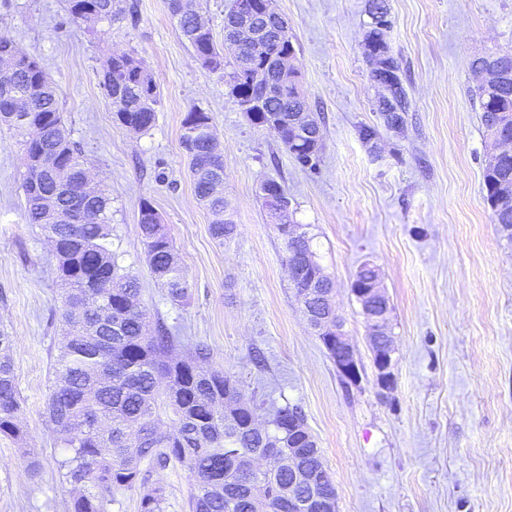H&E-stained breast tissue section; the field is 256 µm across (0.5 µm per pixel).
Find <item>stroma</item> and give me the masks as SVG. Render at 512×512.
I'll return each mask as SVG.
<instances>
[{"label":"stroma","instance_id":"35a3bbf8","mask_svg":"<svg viewBox=\"0 0 512 512\" xmlns=\"http://www.w3.org/2000/svg\"><path fill=\"white\" fill-rule=\"evenodd\" d=\"M139 19L79 30L67 0H0V35L44 66L74 140L112 199V249L134 274L153 318L207 347L246 396L300 406L336 486L338 512H512V243L501 237L483 188L492 146L473 100L476 56L512 49V0H389L387 42L411 102L402 131L380 149L360 140L376 124L377 94L361 44L366 0H274L288 20L324 148L303 168L253 125L182 40L166 0H135ZM115 51L141 56L161 87L155 126H121L100 85ZM213 116L224 150V195L238 226L215 240L181 145L192 107ZM22 137L0 128V323L15 338L31 479L20 445L0 435V512H65L54 436L43 415L58 344L56 261L27 223ZM281 184L292 219L307 225L361 378L342 380L307 326L282 240L257 196ZM149 200L191 286L173 305L153 279L139 236ZM376 264L393 307L394 387L381 392L360 306L358 267ZM261 351L266 368L254 366Z\"/></svg>","mask_w":512,"mask_h":512}]
</instances>
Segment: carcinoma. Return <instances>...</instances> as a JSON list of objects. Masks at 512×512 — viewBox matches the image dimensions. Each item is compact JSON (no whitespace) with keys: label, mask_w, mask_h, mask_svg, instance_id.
<instances>
[{"label":"carcinoma","mask_w":512,"mask_h":512,"mask_svg":"<svg viewBox=\"0 0 512 512\" xmlns=\"http://www.w3.org/2000/svg\"><path fill=\"white\" fill-rule=\"evenodd\" d=\"M181 37L198 63L224 72L230 95L247 98L259 87L270 95L256 107L250 121L268 131L304 167L316 169L324 141L309 137L321 127L319 117L305 121L306 103L300 79L284 89L273 83L281 57L296 53L292 38L265 18L262 0H231L224 17V39L238 51L224 60V45L200 13L197 0H168ZM77 23L95 33L101 22L137 19L133 0H68ZM370 23L364 35V55L394 71L391 85L379 93L372 110L385 129L404 127L410 99L399 59L391 53L385 32L392 26L389 9L378 11L369 0ZM498 79L475 90L481 123L487 135L512 133V51L493 54ZM18 69L0 73V125L15 131L36 126L41 140L24 141L26 172L22 182L28 223L36 224L57 259L63 286L57 297L62 336L53 356V383L45 415L61 449L57 472L68 486V512H110L115 496L143 487L139 512H165L166 490L149 484L152 473L179 463L191 481L189 512H290L288 467L282 464L297 444L288 430V416L305 420L299 406L286 405L271 414L242 398L238 381L209 364V352L190 343L177 329L152 322L142 306L136 277L123 271L104 241L110 235L112 198L102 188L80 200L89 214L86 224H70L67 210L73 190L90 172L80 144L66 126L52 80L41 63L0 38V61ZM100 86L123 127L147 132L157 121L160 86L145 61L131 52L110 55L103 62ZM181 142L197 200L211 216V236L223 241L237 225L224 200V152L213 117L194 107L181 126ZM512 185V157L484 169L486 198L493 223L512 242V207L503 208L499 187ZM278 220L285 261L302 264L314 258L312 236L304 230L288 238V211H279L260 197ZM138 226L147 266L166 298L181 306L189 298L172 237L149 201L141 203ZM318 261L306 266L292 282L297 302L313 304L319 314H331ZM14 336L0 327V434L24 442L23 406L14 360ZM26 469L36 479L41 463L33 448L22 449Z\"/></svg>","instance_id":"1"}]
</instances>
